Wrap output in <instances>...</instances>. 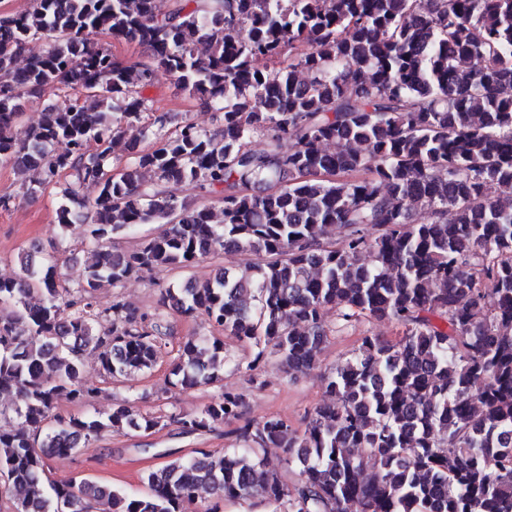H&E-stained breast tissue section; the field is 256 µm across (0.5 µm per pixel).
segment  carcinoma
<instances>
[{
    "label": "carcinoma",
    "mask_w": 512,
    "mask_h": 512,
    "mask_svg": "<svg viewBox=\"0 0 512 512\" xmlns=\"http://www.w3.org/2000/svg\"><path fill=\"white\" fill-rule=\"evenodd\" d=\"M100 33L148 61L124 64ZM160 70L220 128L145 121ZM48 87L63 100L18 138L23 99ZM0 164L34 173L30 195L61 186L58 225L83 218L90 254L75 280L28 253L0 279V396L16 400L0 496L16 512H185L209 496L265 512H512V196L493 195L512 185V0H33L0 14ZM140 224L161 230L117 249ZM228 250L243 267L188 288L154 280ZM133 276L221 332L187 337L165 380L219 388L197 415L134 409L129 381L169 354L167 327L159 311L95 301ZM363 319L399 337L363 336L303 431L247 422L223 455L197 448L148 472L145 495L45 479L48 457L105 430L239 419L245 394L224 372L255 382L273 361L294 378ZM88 352L112 410L56 413L63 396L102 393L81 377ZM271 446L293 485L266 468Z\"/></svg>",
    "instance_id": "cac0c4a2"
}]
</instances>
